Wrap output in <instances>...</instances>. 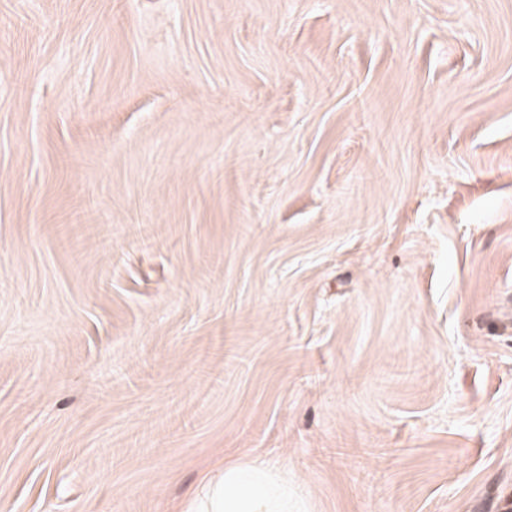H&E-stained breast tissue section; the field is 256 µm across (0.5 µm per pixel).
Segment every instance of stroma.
Returning a JSON list of instances; mask_svg holds the SVG:
<instances>
[{
	"instance_id": "1",
	"label": "stroma",
	"mask_w": 512,
	"mask_h": 512,
	"mask_svg": "<svg viewBox=\"0 0 512 512\" xmlns=\"http://www.w3.org/2000/svg\"><path fill=\"white\" fill-rule=\"evenodd\" d=\"M512 512V0H0V512ZM302 505L272 468L264 465L224 467V477L210 482L203 496L194 497L192 512H302Z\"/></svg>"
}]
</instances>
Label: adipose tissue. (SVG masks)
Instances as JSON below:
<instances>
[{
  "label": "adipose tissue",
  "mask_w": 512,
  "mask_h": 512,
  "mask_svg": "<svg viewBox=\"0 0 512 512\" xmlns=\"http://www.w3.org/2000/svg\"><path fill=\"white\" fill-rule=\"evenodd\" d=\"M192 512H300L286 480L264 465L225 467L223 477L194 497Z\"/></svg>",
  "instance_id": "ef3b65f1"
}]
</instances>
